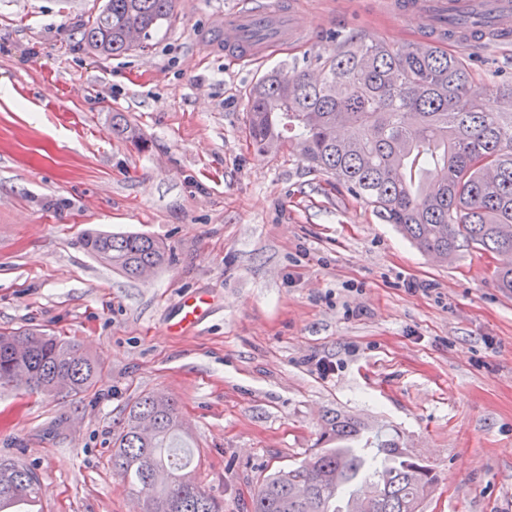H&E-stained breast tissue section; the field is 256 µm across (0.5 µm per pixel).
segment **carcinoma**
I'll list each match as a JSON object with an SVG mask.
<instances>
[{
	"label": "carcinoma",
	"mask_w": 512,
	"mask_h": 512,
	"mask_svg": "<svg viewBox=\"0 0 512 512\" xmlns=\"http://www.w3.org/2000/svg\"><path fill=\"white\" fill-rule=\"evenodd\" d=\"M174 0H106L81 28L82 43L101 56L144 49L171 22ZM512 100V85H476L467 61L437 45L419 50L348 40L322 62L319 78L279 69L248 93L246 138L255 149L286 148L312 169L334 176L421 251L446 262L461 251L512 254V112L485 107ZM112 130L141 149L148 141L112 117ZM82 246L128 278L172 261L144 233L92 232ZM101 364L60 336L0 330V387L77 396L95 387ZM332 448L266 475L250 512H344L336 500L359 482L372 491L359 512H423L438 485L430 465L395 439L369 449L364 429L341 416ZM189 434L175 400L143 394L114 434L112 470L141 512H224V501L196 480ZM36 471L0 460V512H31Z\"/></svg>",
	"instance_id": "obj_1"
}]
</instances>
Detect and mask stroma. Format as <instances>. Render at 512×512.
Returning <instances> with one entry per match:
<instances>
[{
    "instance_id": "obj_1",
    "label": "stroma",
    "mask_w": 512,
    "mask_h": 512,
    "mask_svg": "<svg viewBox=\"0 0 512 512\" xmlns=\"http://www.w3.org/2000/svg\"><path fill=\"white\" fill-rule=\"evenodd\" d=\"M104 2L0 0V329L68 337L103 366L77 396L0 388V457L36 470L37 512H128L112 434L145 392L177 402L224 512H248L264 476L328 447L338 415L427 447L440 483L423 512H512L499 257L434 260L333 177L245 134L250 88L276 68L318 71L328 29L398 46L425 19L296 0L307 39L248 65L216 41L245 0H175L149 48L106 58L80 42ZM446 49L476 81H512V39ZM116 113L148 149L113 133ZM93 231L150 235L174 261L127 278L83 249ZM199 295L201 323L173 334L176 303Z\"/></svg>"
}]
</instances>
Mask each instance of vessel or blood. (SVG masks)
I'll return each instance as SVG.
<instances>
[{"label": "vessel or blood", "instance_id": "vessel-or-blood-1", "mask_svg": "<svg viewBox=\"0 0 512 512\" xmlns=\"http://www.w3.org/2000/svg\"><path fill=\"white\" fill-rule=\"evenodd\" d=\"M457 9L490 18V31L501 37L512 36V0H386L385 11L393 16L414 14L424 17L428 33L419 40L420 45L452 36L470 39L468 25L449 27L448 11ZM294 6L290 0H280L277 8H269L265 0H253L251 6L225 13L221 37L225 54L242 62L265 57L275 47L300 41L302 32L293 21Z\"/></svg>", "mask_w": 512, "mask_h": 512}]
</instances>
